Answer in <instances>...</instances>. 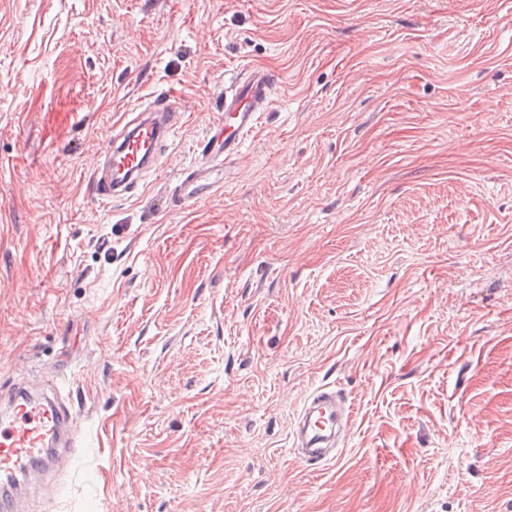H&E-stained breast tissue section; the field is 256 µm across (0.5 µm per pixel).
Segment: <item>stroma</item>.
<instances>
[{"mask_svg": "<svg viewBox=\"0 0 512 512\" xmlns=\"http://www.w3.org/2000/svg\"><path fill=\"white\" fill-rule=\"evenodd\" d=\"M250 68L272 105L173 204ZM58 367L77 448L29 512H512V0H0V384ZM326 384L353 428L310 467ZM139 112L149 113H138L129 120L133 111L124 112L126 121L121 124L122 129L117 135L122 140L113 150L111 142L105 152L108 172L104 173L99 164L93 169L90 192L101 203L123 198L138 185L133 178L146 167L156 165L161 146L175 137L181 128L185 110L181 99L161 93L152 96ZM117 173L123 175L121 181V178H116ZM350 409V405L346 407L342 403L336 390L328 386L317 388L308 397L297 429L301 454L308 464L318 465L337 457L336 440L345 434L351 422Z\"/></svg>", "mask_w": 512, "mask_h": 512, "instance_id": "obj_1", "label": "stroma"}]
</instances>
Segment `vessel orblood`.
Masks as SVG:
<instances>
[{
  "label": "vessel or blood",
  "mask_w": 512,
  "mask_h": 512,
  "mask_svg": "<svg viewBox=\"0 0 512 512\" xmlns=\"http://www.w3.org/2000/svg\"><path fill=\"white\" fill-rule=\"evenodd\" d=\"M279 85L276 74L251 69L224 91V112L201 146V162L188 167L175 192L179 204L193 205L207 198L216 185L208 164L240 155L245 139L259 124ZM145 116L123 123L120 142L107 150V168H94L92 196L103 203L125 197L135 179L155 165L160 148L182 126L184 106L178 97L158 94L145 107ZM351 422L350 409L336 390L317 388L299 415L297 437L301 454L311 465L333 460L337 440ZM76 446L73 412L58 391L56 377L39 387L0 385V512H24L14 487L21 475L34 472L49 478L56 457Z\"/></svg>",
  "instance_id": "obj_1"
}]
</instances>
